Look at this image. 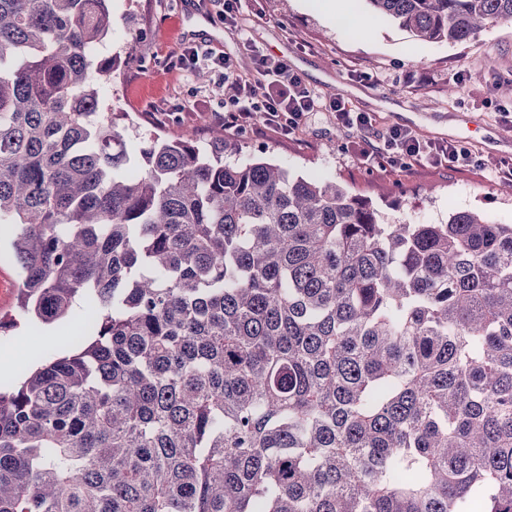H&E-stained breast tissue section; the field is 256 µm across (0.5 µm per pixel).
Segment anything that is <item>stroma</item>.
Wrapping results in <instances>:
<instances>
[{
	"instance_id": "35a3bbf8",
	"label": "stroma",
	"mask_w": 512,
	"mask_h": 512,
	"mask_svg": "<svg viewBox=\"0 0 512 512\" xmlns=\"http://www.w3.org/2000/svg\"><path fill=\"white\" fill-rule=\"evenodd\" d=\"M249 38L266 53L287 59L320 99L298 132L284 136L253 121L226 131L238 147L228 162L263 156L308 179L332 182L369 198L386 224H441L458 210L512 224V196L502 193L501 168L512 167V24L491 22L464 42L426 41L398 21L374 14L366 0H349L348 18L335 22L315 0H241L238 26L225 27L215 7L194 0H112V93L105 102L117 126L136 145L175 131L197 143L210 138L232 91L223 69L200 60L196 69L169 67L172 50L199 45L228 55L238 72L253 74L240 46ZM496 91H489V84ZM367 113L366 132L342 127L330 100ZM394 126L419 139L471 151L468 167L367 168L356 148L378 142ZM431 195H423V188ZM8 239H0V318L17 326L0 332V353H59L45 326L19 315L17 270Z\"/></svg>"
}]
</instances>
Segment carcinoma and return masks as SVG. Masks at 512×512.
Here are the masks:
<instances>
[{
    "mask_svg": "<svg viewBox=\"0 0 512 512\" xmlns=\"http://www.w3.org/2000/svg\"><path fill=\"white\" fill-rule=\"evenodd\" d=\"M429 41L512 0H368ZM111 0H0L18 308L82 297L0 386V512H512V224H384L334 183L155 134L85 55Z\"/></svg>",
    "mask_w": 512,
    "mask_h": 512,
    "instance_id": "carcinoma-1",
    "label": "carcinoma"
}]
</instances>
